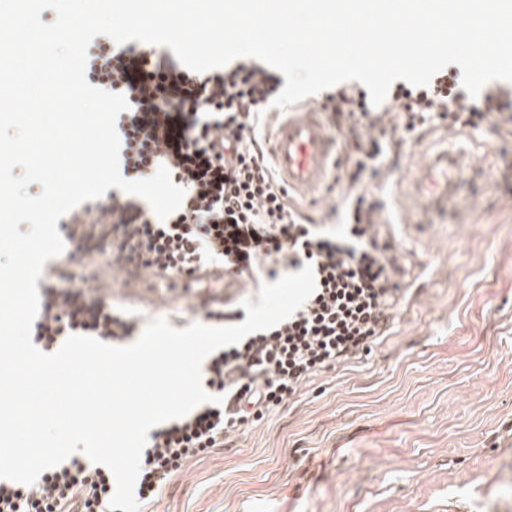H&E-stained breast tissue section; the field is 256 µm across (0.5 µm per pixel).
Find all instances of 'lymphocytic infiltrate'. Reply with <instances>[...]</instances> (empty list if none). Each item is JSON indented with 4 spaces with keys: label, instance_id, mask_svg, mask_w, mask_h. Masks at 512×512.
I'll return each mask as SVG.
<instances>
[{
    "label": "lymphocytic infiltrate",
    "instance_id": "obj_1",
    "mask_svg": "<svg viewBox=\"0 0 512 512\" xmlns=\"http://www.w3.org/2000/svg\"><path fill=\"white\" fill-rule=\"evenodd\" d=\"M88 54L87 70L99 87L125 94L130 104L117 119L123 176L148 178L166 167L185 197L164 220L134 196L86 206L60 227L72 258L99 254L113 268L162 263L179 274L219 261L226 274L256 288L308 263L316 282L278 326L210 356L202 381L221 404L200 405L149 433L135 495L141 512H155L190 460L223 448L312 376L361 359L386 336L405 269L374 185L428 126L488 128L511 139L512 89L470 96L452 67L424 87L394 85L377 107L359 85L328 88L321 105L340 136L339 153L330 204L315 218L292 201L257 138L283 86L276 72L242 57L186 74L173 55L131 43L108 55L94 43ZM69 280L58 267L47 269L34 343L49 351L72 334L113 342L133 335L140 316L102 289L74 288ZM113 492L108 468L73 456L30 486L0 480V512H110Z\"/></svg>",
    "mask_w": 512,
    "mask_h": 512
}]
</instances>
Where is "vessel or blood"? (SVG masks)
<instances>
[{
  "instance_id": "obj_1",
  "label": "vessel or blood",
  "mask_w": 512,
  "mask_h": 512,
  "mask_svg": "<svg viewBox=\"0 0 512 512\" xmlns=\"http://www.w3.org/2000/svg\"><path fill=\"white\" fill-rule=\"evenodd\" d=\"M318 106L304 112L289 113L280 121L272 135L269 153L275 169L289 189L312 193L322 184L336 149V139L321 119ZM466 172L461 156L445 152L434 154L426 165L417 167L412 181L413 195L418 208H444L448 205V189L458 183ZM194 282L201 286L196 296L205 307L223 304L225 296L239 286L238 281L226 277L223 268L211 267L197 271ZM173 276L164 267L143 272L125 267L116 285L132 299L156 283L168 285V298L176 293L170 288Z\"/></svg>"
}]
</instances>
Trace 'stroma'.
<instances>
[{
    "label": "stroma",
    "instance_id": "35a3bbf8",
    "mask_svg": "<svg viewBox=\"0 0 512 512\" xmlns=\"http://www.w3.org/2000/svg\"><path fill=\"white\" fill-rule=\"evenodd\" d=\"M449 143L471 169L447 211L410 223L415 167ZM378 193L409 270L390 335L191 460L163 512H512V140L429 130ZM132 308L207 321L192 299Z\"/></svg>",
    "mask_w": 512,
    "mask_h": 512
}]
</instances>
